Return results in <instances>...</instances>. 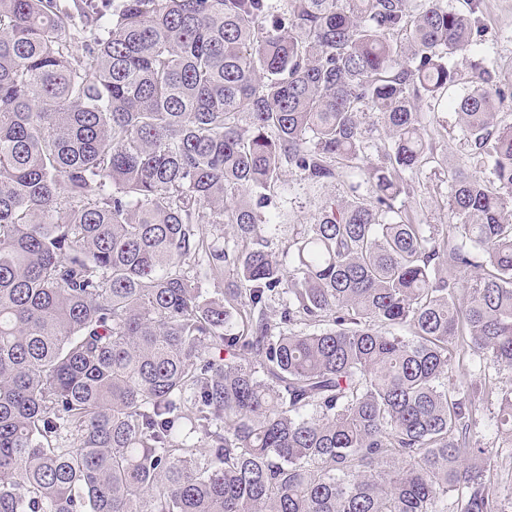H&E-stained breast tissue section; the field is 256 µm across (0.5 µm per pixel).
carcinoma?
Listing matches in <instances>:
<instances>
[{
    "instance_id": "1",
    "label": "carcinoma",
    "mask_w": 512,
    "mask_h": 512,
    "mask_svg": "<svg viewBox=\"0 0 512 512\" xmlns=\"http://www.w3.org/2000/svg\"><path fill=\"white\" fill-rule=\"evenodd\" d=\"M478 3L0 0V512H507L512 388L448 384L512 367L493 63L449 102V223L400 200ZM287 170L346 186L289 271ZM450 378L448 379V383H458L459 381L467 380L472 381L474 383H479V380L483 382L484 375L486 379L488 378L492 381H495L500 386L504 387H512V367H504L498 364H493V362L485 363V368L482 367L481 372L475 371L473 372L472 367L468 364L467 361L463 363L460 361L455 363V367L452 370V373L449 374ZM485 446L496 451L500 485L512 487V445L505 438L497 434L496 428L491 426L482 433Z\"/></svg>"
}]
</instances>
